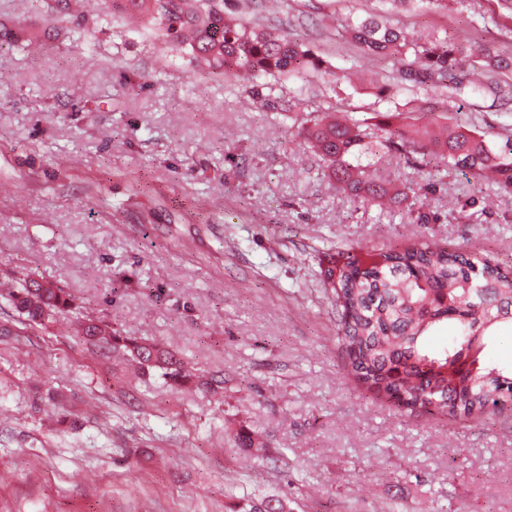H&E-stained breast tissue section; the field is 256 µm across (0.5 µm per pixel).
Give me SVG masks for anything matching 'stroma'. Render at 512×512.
<instances>
[{
	"mask_svg": "<svg viewBox=\"0 0 512 512\" xmlns=\"http://www.w3.org/2000/svg\"><path fill=\"white\" fill-rule=\"evenodd\" d=\"M358 0H245L360 89L289 80L321 107L387 111L375 93L399 60L359 53L326 25ZM488 0L398 20L413 39L467 32L512 52V18ZM479 99L416 106L512 135V72ZM481 195L460 210L457 200ZM440 219L364 206L329 188L317 158L241 84L167 56L118 11L76 45L44 0H0V281L31 274L80 315L179 351L223 378L206 394L144 378L75 331V318L0 337V512H230L254 486L288 512H512V409L476 421L398 412L347 374L316 256L429 243L512 264V193L448 174ZM268 452L239 448L240 425Z\"/></svg>",
	"mask_w": 512,
	"mask_h": 512,
	"instance_id": "stroma-1",
	"label": "stroma"
}]
</instances>
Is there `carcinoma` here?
I'll use <instances>...</instances> for the list:
<instances>
[{
    "label": "carcinoma",
    "mask_w": 512,
    "mask_h": 512,
    "mask_svg": "<svg viewBox=\"0 0 512 512\" xmlns=\"http://www.w3.org/2000/svg\"><path fill=\"white\" fill-rule=\"evenodd\" d=\"M138 16L173 55L193 69L246 82L245 93L257 110L277 102L278 115L297 128L301 146L318 157L323 176L363 205L385 200L407 204L417 224L438 216L424 211L428 195L453 170L480 183L488 174L512 190V136L468 124L450 112L423 107L395 108L379 119L337 116L331 110L279 94L292 77L321 78L338 86L345 75L312 46L277 28L245 16L238 0H109ZM70 0H46L55 19H70L79 34L88 23L69 12ZM378 8L341 22L343 36L359 51L379 59L400 58V67L377 87L379 98L398 103L413 89L453 98L484 95L486 87L468 79L478 56L489 73L512 67L503 50L474 53L460 35L448 31L410 41L394 17L402 10L432 12L448 0H376ZM416 171L418 178L385 173L386 157ZM321 282L330 288L339 320L336 341L346 353L347 372L372 396L394 400L409 414L436 415L466 421L512 406L508 369L485 358L488 339L512 330V267L479 259L464 250L432 244L406 248L336 249L319 256ZM12 311L7 321L45 327L73 313L74 304L61 288L34 277L19 278L0 293ZM456 337L433 343L444 325ZM85 341L126 356L138 374L159 373L165 384H188L217 392L223 381L195 373L177 353L122 336L101 321H80ZM242 448L262 452L245 426L235 434ZM234 512H288L285 499L244 494Z\"/></svg>",
    "instance_id": "cac0c4a2"
}]
</instances>
